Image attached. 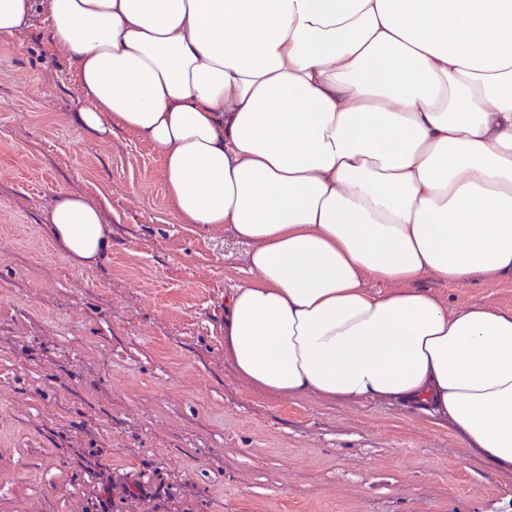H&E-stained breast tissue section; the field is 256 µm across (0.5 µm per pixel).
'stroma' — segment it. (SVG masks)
<instances>
[{"instance_id": "stroma-1", "label": "stroma", "mask_w": 512, "mask_h": 512, "mask_svg": "<svg viewBox=\"0 0 512 512\" xmlns=\"http://www.w3.org/2000/svg\"><path fill=\"white\" fill-rule=\"evenodd\" d=\"M83 103L40 21L0 37V512H512V473L397 405L277 397L224 359L247 247L171 208L163 162ZM87 194L112 250L73 266L42 219ZM421 287L512 311V280Z\"/></svg>"}]
</instances>
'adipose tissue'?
<instances>
[{
  "instance_id": "1",
  "label": "adipose tissue",
  "mask_w": 512,
  "mask_h": 512,
  "mask_svg": "<svg viewBox=\"0 0 512 512\" xmlns=\"http://www.w3.org/2000/svg\"><path fill=\"white\" fill-rule=\"evenodd\" d=\"M36 17L73 123L147 142L182 223L247 244L242 382L398 403L512 472V312L418 285L512 279V0H0V37ZM43 224L74 266L112 249L84 195Z\"/></svg>"
}]
</instances>
